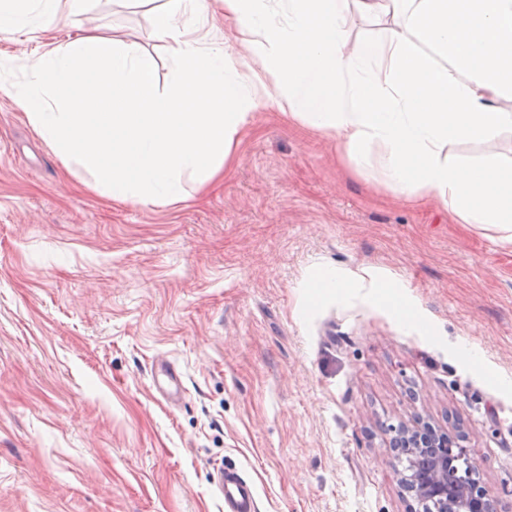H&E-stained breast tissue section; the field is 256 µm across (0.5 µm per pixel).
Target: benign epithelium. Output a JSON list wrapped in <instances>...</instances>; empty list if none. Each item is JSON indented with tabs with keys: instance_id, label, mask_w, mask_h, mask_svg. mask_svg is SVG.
<instances>
[{
	"instance_id": "1",
	"label": "benign epithelium",
	"mask_w": 512,
	"mask_h": 512,
	"mask_svg": "<svg viewBox=\"0 0 512 512\" xmlns=\"http://www.w3.org/2000/svg\"><path fill=\"white\" fill-rule=\"evenodd\" d=\"M388 448L393 459L404 462L397 470L402 494L415 506L438 512H499V501L483 483L479 464L453 488H448V464L468 452L467 438L461 427L448 423V429L414 415L388 427Z\"/></svg>"
}]
</instances>
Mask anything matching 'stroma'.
<instances>
[{"label":"stroma","instance_id":"obj_1","mask_svg":"<svg viewBox=\"0 0 512 512\" xmlns=\"http://www.w3.org/2000/svg\"><path fill=\"white\" fill-rule=\"evenodd\" d=\"M82 21L136 40L167 85L149 7L90 0ZM77 33L0 40L8 81L35 42ZM504 236L266 111L207 193L115 203L0 96V512H224L220 463L260 512H407L386 430L413 414L457 419L512 512ZM323 270L342 289L317 288ZM163 361L175 404L153 386ZM153 381L156 390L167 402H178L184 397L185 387L181 374L174 365L167 362L159 364Z\"/></svg>","mask_w":512,"mask_h":512}]
</instances>
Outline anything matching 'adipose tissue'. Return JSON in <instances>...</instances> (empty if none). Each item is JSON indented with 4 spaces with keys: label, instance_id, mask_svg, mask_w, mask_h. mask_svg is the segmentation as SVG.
<instances>
[{
    "label": "adipose tissue",
    "instance_id": "adipose-tissue-1",
    "mask_svg": "<svg viewBox=\"0 0 512 512\" xmlns=\"http://www.w3.org/2000/svg\"><path fill=\"white\" fill-rule=\"evenodd\" d=\"M89 0H0V38L68 26ZM172 56L167 88L140 44L84 28L36 49L21 99L65 166L117 203L168 206L222 174L253 112L336 143L409 199L512 231V159L472 164L460 141L512 133V0H136ZM385 20L348 49L349 9ZM250 45L244 58L234 42Z\"/></svg>",
    "mask_w": 512,
    "mask_h": 512
}]
</instances>
